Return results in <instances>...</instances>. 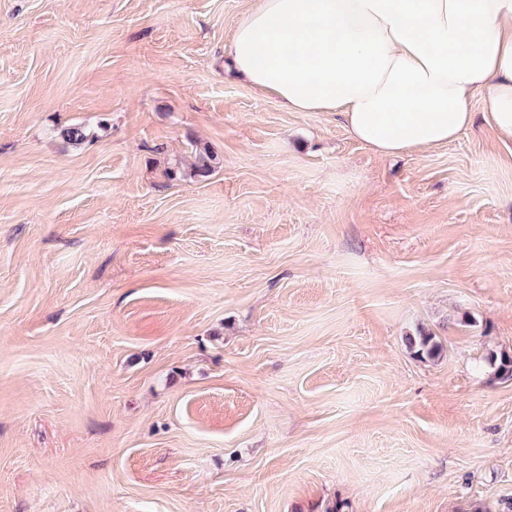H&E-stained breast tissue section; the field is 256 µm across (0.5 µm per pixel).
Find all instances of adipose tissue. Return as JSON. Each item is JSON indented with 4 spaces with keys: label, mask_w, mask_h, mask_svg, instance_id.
I'll list each match as a JSON object with an SVG mask.
<instances>
[{
    "label": "adipose tissue",
    "mask_w": 512,
    "mask_h": 512,
    "mask_svg": "<svg viewBox=\"0 0 512 512\" xmlns=\"http://www.w3.org/2000/svg\"><path fill=\"white\" fill-rule=\"evenodd\" d=\"M237 77L294 112H335L381 156L451 143L488 118L512 139V0H256Z\"/></svg>",
    "instance_id": "ef3b65f1"
}]
</instances>
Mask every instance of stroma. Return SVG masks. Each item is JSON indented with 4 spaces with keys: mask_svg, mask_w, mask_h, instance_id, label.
<instances>
[{
    "mask_svg": "<svg viewBox=\"0 0 512 512\" xmlns=\"http://www.w3.org/2000/svg\"><path fill=\"white\" fill-rule=\"evenodd\" d=\"M250 6L0 0V512H503L512 142L288 111L224 70ZM193 161L191 171L193 177H208L217 168V157L205 146L192 147ZM406 343L414 355L422 360L439 359L443 352V346L436 336L423 328L418 329L415 335L407 336ZM484 362L493 370L496 379L503 382L512 380V351L492 350L484 357Z\"/></svg>",
    "mask_w": 512,
    "mask_h": 512,
    "instance_id": "35a3bbf8",
    "label": "stroma"
}]
</instances>
